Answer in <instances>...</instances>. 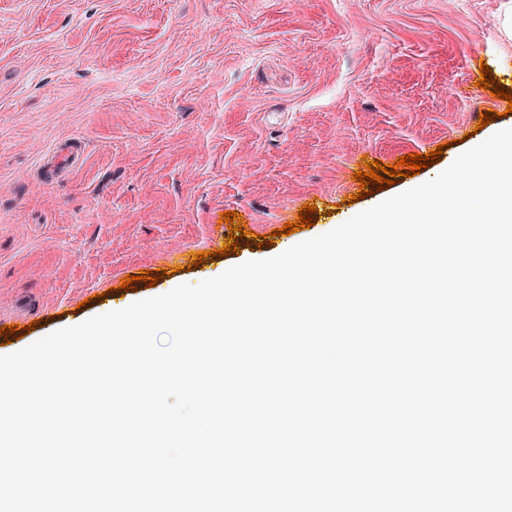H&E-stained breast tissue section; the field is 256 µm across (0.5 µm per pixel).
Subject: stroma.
<instances>
[{"mask_svg": "<svg viewBox=\"0 0 512 512\" xmlns=\"http://www.w3.org/2000/svg\"><path fill=\"white\" fill-rule=\"evenodd\" d=\"M478 59L512 90V0H0V320L32 327L0 353L279 255L432 179L512 126L470 82ZM435 149L358 198L366 162ZM307 204L312 227L280 235ZM226 211L244 235L216 257ZM167 252L205 258L166 274ZM143 270L158 283L120 290Z\"/></svg>", "mask_w": 512, "mask_h": 512, "instance_id": "obj_1", "label": "stroma"}]
</instances>
